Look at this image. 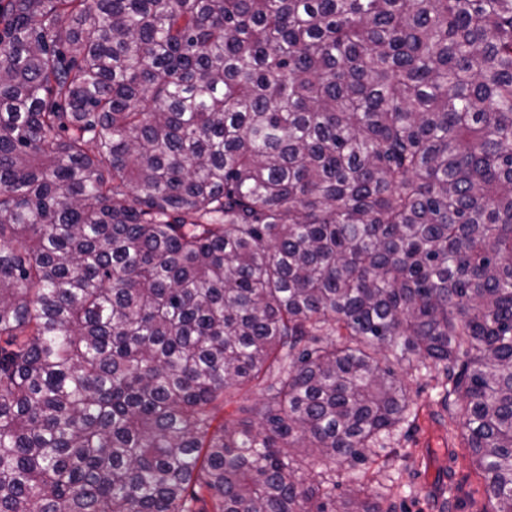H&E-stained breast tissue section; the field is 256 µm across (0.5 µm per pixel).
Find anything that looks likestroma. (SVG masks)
<instances>
[{"label": "stroma", "instance_id": "stroma-1", "mask_svg": "<svg viewBox=\"0 0 512 512\" xmlns=\"http://www.w3.org/2000/svg\"><path fill=\"white\" fill-rule=\"evenodd\" d=\"M395 371L417 409V419L388 440L380 456L388 460L389 467L367 484L366 496H384L394 512H441L439 480L448 471L457 499L455 512H477L487 502L485 483L470 463L460 431L448 428V415L438 402L435 374L403 364ZM428 452L433 453V462L419 468L417 457Z\"/></svg>", "mask_w": 512, "mask_h": 512}]
</instances>
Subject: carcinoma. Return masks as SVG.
<instances>
[{"mask_svg": "<svg viewBox=\"0 0 512 512\" xmlns=\"http://www.w3.org/2000/svg\"><path fill=\"white\" fill-rule=\"evenodd\" d=\"M382 352L512 512V0H0V512H392Z\"/></svg>", "mask_w": 512, "mask_h": 512, "instance_id": "obj_1", "label": "carcinoma"}]
</instances>
